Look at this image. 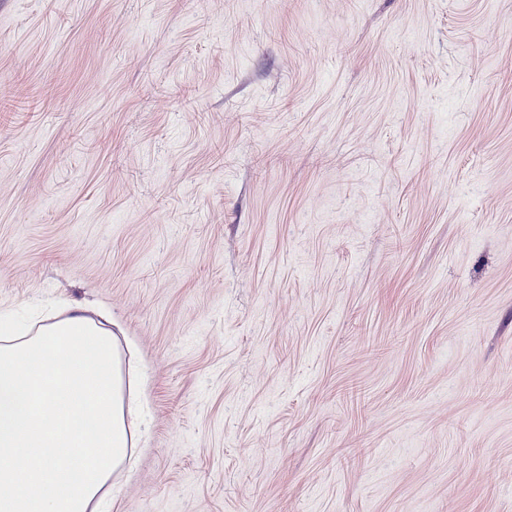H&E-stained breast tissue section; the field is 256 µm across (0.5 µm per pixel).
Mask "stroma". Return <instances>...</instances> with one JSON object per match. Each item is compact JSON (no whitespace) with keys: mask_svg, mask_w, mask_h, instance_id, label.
Wrapping results in <instances>:
<instances>
[{"mask_svg":"<svg viewBox=\"0 0 512 512\" xmlns=\"http://www.w3.org/2000/svg\"><path fill=\"white\" fill-rule=\"evenodd\" d=\"M108 311L112 512H512V0H0V312Z\"/></svg>","mask_w":512,"mask_h":512,"instance_id":"1","label":"stroma"}]
</instances>
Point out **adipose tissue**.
Returning a JSON list of instances; mask_svg holds the SVG:
<instances>
[{
	"label": "adipose tissue",
	"instance_id": "obj_1",
	"mask_svg": "<svg viewBox=\"0 0 512 512\" xmlns=\"http://www.w3.org/2000/svg\"><path fill=\"white\" fill-rule=\"evenodd\" d=\"M109 323L78 303L35 327L0 318V512H111L145 408Z\"/></svg>",
	"mask_w": 512,
	"mask_h": 512
}]
</instances>
